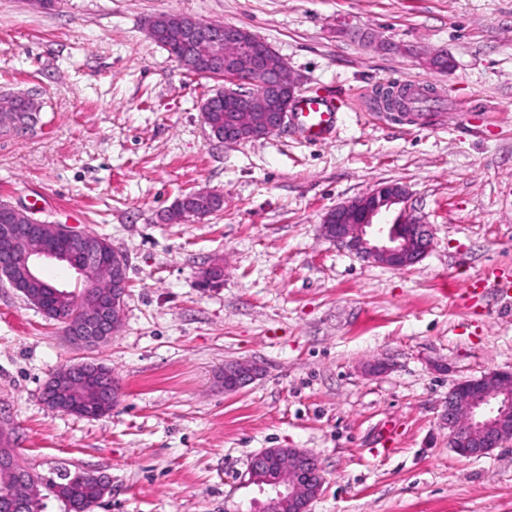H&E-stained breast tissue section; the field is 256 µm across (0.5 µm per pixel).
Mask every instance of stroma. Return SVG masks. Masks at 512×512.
Here are the masks:
<instances>
[{
    "instance_id": "stroma-1",
    "label": "stroma",
    "mask_w": 512,
    "mask_h": 512,
    "mask_svg": "<svg viewBox=\"0 0 512 512\" xmlns=\"http://www.w3.org/2000/svg\"><path fill=\"white\" fill-rule=\"evenodd\" d=\"M167 14L268 43L300 94L335 97V137L309 143L292 122L212 137L216 82L148 35ZM441 53L451 70L430 66ZM418 82L430 126L376 96ZM14 92L41 110L0 128V202L107 239L130 282L119 332L86 349L0 281V428L31 471L106 473L93 512H250L252 456L303 448L325 476L311 512H512V442L465 457L442 421L455 384L512 371V0H0V94ZM383 182L432 231L403 270L320 235ZM194 190L223 209L168 223ZM214 264L223 287H197ZM91 359L120 389L112 411L46 407L52 373ZM236 360L264 372L228 394Z\"/></svg>"
}]
</instances>
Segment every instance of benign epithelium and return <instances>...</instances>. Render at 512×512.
Masks as SVG:
<instances>
[{"label": "benign epithelium", "instance_id": "1", "mask_svg": "<svg viewBox=\"0 0 512 512\" xmlns=\"http://www.w3.org/2000/svg\"><path fill=\"white\" fill-rule=\"evenodd\" d=\"M164 31L175 41H184L190 53L176 58L186 67L199 61L224 60V69L232 72L224 93L237 98L239 116L224 123L226 142H249L267 137L282 128L297 104V83L286 79L284 65L274 64L268 54L256 53L249 32L237 25L220 26L191 20L175 22L161 15L149 23L154 37ZM253 90L246 91L244 86ZM15 112L36 116L39 102L31 95L10 98ZM394 211L391 223L379 218ZM322 238L361 258L394 269L419 263L432 249L433 238L410 203L407 188L398 182L377 185L370 192L345 200L331 208L320 225ZM112 255V293L101 297L92 271L105 255ZM46 261L57 262L76 275L81 294L97 302L93 314L69 321L67 335L77 344L96 347L117 333L129 295L128 279L122 275L128 258L103 244H91L88 232L69 224H1L0 276L15 290L26 294L31 284L41 283L40 267ZM197 282L208 288L223 283L219 265L199 272ZM58 306L45 316L56 317L60 305L76 295L67 282L53 285ZM262 366L249 361L224 364V392L234 393L258 379ZM73 381L93 389L100 405L111 404L116 389L108 374L96 362H80L55 372L46 383L42 397L53 409L68 410L65 388ZM449 446L468 457L483 456L512 440V373L494 372L465 380L448 393L444 412ZM248 482L265 497L261 512H310L311 503L321 494L325 477L318 458L303 448H265L253 455ZM111 493L109 477L96 470L83 469L72 477ZM39 482L33 474L17 466L15 449L0 429V509L4 512H37Z\"/></svg>", "mask_w": 512, "mask_h": 512}]
</instances>
